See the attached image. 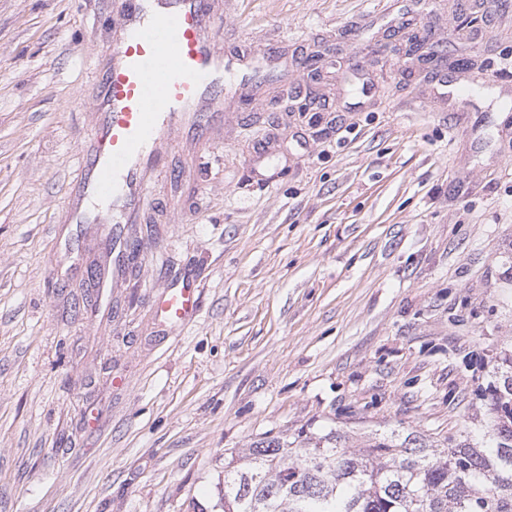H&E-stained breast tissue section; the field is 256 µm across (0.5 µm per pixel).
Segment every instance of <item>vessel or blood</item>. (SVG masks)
<instances>
[{
  "label": "vessel or blood",
  "instance_id": "b4317fda",
  "mask_svg": "<svg viewBox=\"0 0 512 512\" xmlns=\"http://www.w3.org/2000/svg\"><path fill=\"white\" fill-rule=\"evenodd\" d=\"M112 38L101 47L95 124L68 187L69 221L100 228L112 254L111 272L123 273L130 243L124 233L142 221L153 182L167 176L165 156L186 146L212 148L224 122V103L239 88L281 78L272 52H224V12L214 0H120ZM200 297L190 286L166 289L153 309L162 327L180 328Z\"/></svg>",
  "mask_w": 512,
  "mask_h": 512
}]
</instances>
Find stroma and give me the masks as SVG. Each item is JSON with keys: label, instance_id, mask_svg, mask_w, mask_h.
Masks as SVG:
<instances>
[{"label": "stroma", "instance_id": "stroma-1", "mask_svg": "<svg viewBox=\"0 0 512 512\" xmlns=\"http://www.w3.org/2000/svg\"><path fill=\"white\" fill-rule=\"evenodd\" d=\"M114 11L0 0V512H222L225 456L265 436L483 444L512 350V0H227L226 50L288 75L169 158L101 292L103 239L74 269L56 243ZM188 282L165 333L152 302ZM199 302L197 289L183 285L166 289L156 298L153 309L162 327L175 330L192 318L198 310Z\"/></svg>", "mask_w": 512, "mask_h": 512}]
</instances>
